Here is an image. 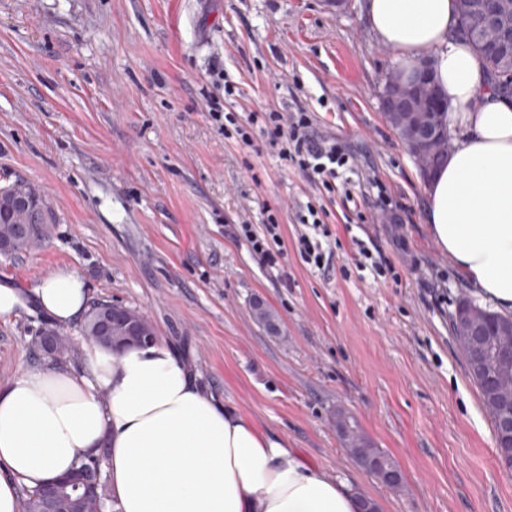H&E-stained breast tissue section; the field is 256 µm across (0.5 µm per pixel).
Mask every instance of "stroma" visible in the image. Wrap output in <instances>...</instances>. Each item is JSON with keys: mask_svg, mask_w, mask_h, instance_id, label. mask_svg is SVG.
Here are the masks:
<instances>
[{"mask_svg": "<svg viewBox=\"0 0 512 512\" xmlns=\"http://www.w3.org/2000/svg\"><path fill=\"white\" fill-rule=\"evenodd\" d=\"M394 68L364 0L343 13L325 0H0V188L28 181L51 214L40 244L0 255V280L29 289L77 269L90 299L137 310L209 392L381 512H512V473L451 333L475 293L425 224V183L382 114ZM213 105L241 122L311 112L358 162L348 190L225 136ZM309 206L334 241L320 270L295 247ZM270 208L284 240L273 271L228 232L262 226ZM361 243L389 271L359 268ZM257 297L279 335L254 320ZM49 324L0 319L1 382L45 364ZM340 408L401 487L343 449Z\"/></svg>", "mask_w": 512, "mask_h": 512, "instance_id": "obj_1", "label": "stroma"}]
</instances>
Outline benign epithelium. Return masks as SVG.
Masks as SVG:
<instances>
[{"mask_svg":"<svg viewBox=\"0 0 512 512\" xmlns=\"http://www.w3.org/2000/svg\"><path fill=\"white\" fill-rule=\"evenodd\" d=\"M478 36L512 54V6L504 4L497 12L479 16L474 20ZM390 88L381 97L383 112L411 134L410 154L417 163L441 141L433 115L442 110L433 88L428 85L419 71L407 75L397 72L390 75ZM11 209L26 210L31 219L40 217L44 206L38 197L27 191L23 185H16L11 191ZM490 312L475 302L468 303L455 315L454 335L458 344L471 356L475 371L495 385L512 387V320L502 321L492 331L486 327ZM82 338L91 343L107 344L114 351H120L127 344L152 342L154 332L142 322L138 311L123 306L100 307L94 314L90 327L81 330ZM62 336L54 330H46L41 336L44 355L59 356L58 345ZM496 426L502 435L501 467L512 471V399L500 403ZM103 467L96 461L72 480L59 479L38 490L42 512H58L61 504L67 502L72 509L85 512H109L107 503L99 496L103 484Z\"/></svg>","mask_w":512,"mask_h":512,"instance_id":"benign-epithelium-1","label":"benign epithelium"}]
</instances>
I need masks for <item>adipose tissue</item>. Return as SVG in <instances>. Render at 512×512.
<instances>
[{
	"label": "adipose tissue",
	"mask_w": 512,
	"mask_h": 512,
	"mask_svg": "<svg viewBox=\"0 0 512 512\" xmlns=\"http://www.w3.org/2000/svg\"><path fill=\"white\" fill-rule=\"evenodd\" d=\"M400 70L430 58L455 145L427 187L424 221L477 294L512 312V97L494 91L458 29L456 0H365ZM89 295L78 270L36 288L0 281V318L36 307L67 324ZM109 449L117 512H359L363 496L287 438L218 401L169 344L91 345L80 369L47 364L0 381V512Z\"/></svg>",
	"instance_id": "ef3b65f1"
}]
</instances>
